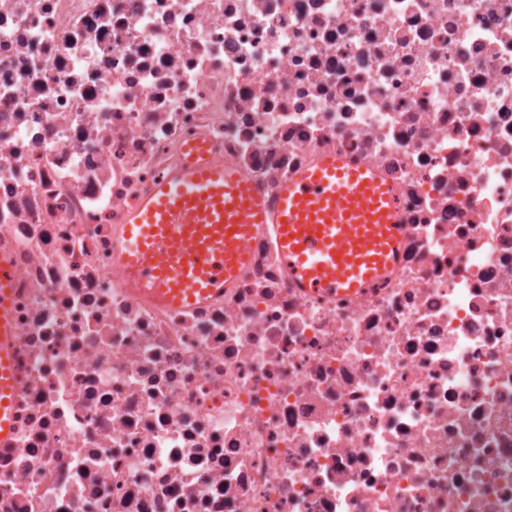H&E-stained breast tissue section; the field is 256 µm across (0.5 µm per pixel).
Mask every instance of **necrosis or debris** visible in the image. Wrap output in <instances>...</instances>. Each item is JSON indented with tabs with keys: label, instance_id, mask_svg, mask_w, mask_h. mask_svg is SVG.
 Segmentation results:
<instances>
[{
	"label": "necrosis or debris",
	"instance_id": "necrosis-or-debris-1",
	"mask_svg": "<svg viewBox=\"0 0 512 512\" xmlns=\"http://www.w3.org/2000/svg\"><path fill=\"white\" fill-rule=\"evenodd\" d=\"M193 142L272 201L375 168L397 271L315 295L261 236L215 300L134 293ZM0 255V512H512V0H0ZM12 269L4 257H0V438L9 434L8 407L13 394L12 364L13 347L7 314L8 287Z\"/></svg>",
	"mask_w": 512,
	"mask_h": 512
}]
</instances>
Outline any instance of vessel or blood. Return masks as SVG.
<instances>
[{"label": "vessel or blood", "instance_id": "obj_1", "mask_svg": "<svg viewBox=\"0 0 512 512\" xmlns=\"http://www.w3.org/2000/svg\"><path fill=\"white\" fill-rule=\"evenodd\" d=\"M276 225L288 275L314 292H354L395 267L398 192L373 168L322 156L298 171L269 206L249 177L208 158L202 144L126 213L115 267L145 296L180 306L232 287L249 243ZM12 269L0 257V438L13 394L7 314Z\"/></svg>", "mask_w": 512, "mask_h": 512}]
</instances>
